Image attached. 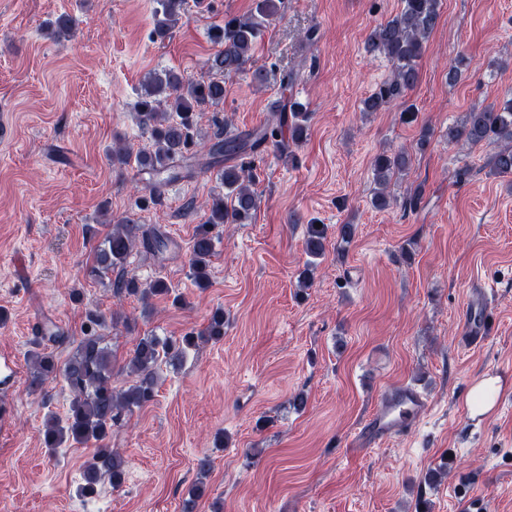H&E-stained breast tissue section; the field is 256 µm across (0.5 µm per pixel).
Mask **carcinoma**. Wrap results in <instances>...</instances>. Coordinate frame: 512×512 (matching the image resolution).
Returning <instances> with one entry per match:
<instances>
[{
	"mask_svg": "<svg viewBox=\"0 0 512 512\" xmlns=\"http://www.w3.org/2000/svg\"><path fill=\"white\" fill-rule=\"evenodd\" d=\"M188 4L189 0H158L152 37L161 41L169 37L186 13ZM281 4L282 0H256L254 13L249 18H224V24L214 26L208 32L215 47L208 59L211 76L193 79L173 70L158 72L137 102L140 122L149 134L150 147L138 153L136 162L141 170L155 173L142 187L139 198L142 207L162 205V188L188 175L189 169L180 161L201 158L204 168L224 164L219 173L224 191L212 194L207 200L204 221L198 225L191 242V277L201 288L209 281V260L215 249L213 231L223 224L248 223L257 208V198L250 188L252 163L246 164L243 159L256 155L267 142L276 141L285 131L288 141L280 142V151L287 155L290 144L299 143L305 132L307 113L290 95L294 83L291 72L280 78L281 95L286 103L276 106L267 127L245 135L229 136L226 126L218 123L207 138L201 137L197 129L198 112L224 102V76L246 70L258 39L269 21L279 15ZM401 4L399 12L378 25L366 42L369 54L383 56L393 66L390 78L364 100L366 112H379L390 103L405 98L416 87L419 61L440 17L441 0H401ZM50 27L55 38H67L75 27V20L62 13ZM448 142L494 145L488 160L490 172L511 174L512 98L498 108L490 106L466 113L460 125L448 128ZM411 163V155L403 149L374 158V207L385 209L390 206L391 198L386 188L392 179L406 173ZM326 237L325 227L308 225L306 250L311 261L300 275L303 288L313 275V259L324 253ZM138 246L159 252L167 248V242L154 229L142 231L139 226L118 219L98 249V265L104 269L122 265ZM113 292L117 296H136L146 303L154 296L169 294L170 288L161 280L142 282L131 276L118 280ZM104 324L101 315L88 313L83 336L62 365L50 353L38 350L29 353L32 364L30 390L40 391L48 379L60 375L70 394L65 417L51 415L45 421L46 448L53 450L66 442L95 447L85 466V490L88 492L94 491L104 475L109 478L112 488L122 485L126 460L109 447L108 438L112 428L122 423L125 416L154 398L158 362L165 358L173 364L183 358L186 349L198 346V342H219L224 338V312L221 310L212 313L203 330L191 331L178 342L152 335L140 336L135 340L128 361L138 380L117 390L112 387V357L98 334Z\"/></svg>",
	"mask_w": 512,
	"mask_h": 512,
	"instance_id": "obj_1",
	"label": "carcinoma"
}]
</instances>
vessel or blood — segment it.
Masks as SVG:
<instances>
[{
	"label": "vessel or blood",
	"instance_id": "1",
	"mask_svg": "<svg viewBox=\"0 0 512 512\" xmlns=\"http://www.w3.org/2000/svg\"><path fill=\"white\" fill-rule=\"evenodd\" d=\"M494 329L488 297L470 304L462 329L464 346L482 342ZM429 411V402L421 394L405 386H395L383 392L379 407L360 426L350 440L353 448H370L382 441L413 432Z\"/></svg>",
	"mask_w": 512,
	"mask_h": 512
}]
</instances>
